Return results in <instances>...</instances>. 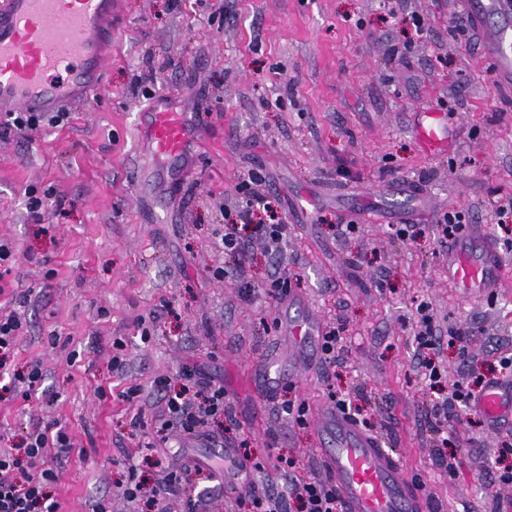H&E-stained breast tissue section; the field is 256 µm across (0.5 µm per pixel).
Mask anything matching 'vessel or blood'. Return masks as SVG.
I'll use <instances>...</instances> for the list:
<instances>
[{"label":"vessel or blood","mask_w":512,"mask_h":512,"mask_svg":"<svg viewBox=\"0 0 512 512\" xmlns=\"http://www.w3.org/2000/svg\"><path fill=\"white\" fill-rule=\"evenodd\" d=\"M471 28L483 34V52L493 64V82L512 89V0H464ZM112 0H0V114L56 112L99 89L110 57ZM420 150L448 149V124L441 113H424L414 124ZM147 140L159 158H178L191 138L182 112L150 107ZM448 280L475 299L499 283L503 258L491 241L472 235L448 242ZM296 344L319 336L316 321H286ZM474 412L490 425L512 420V378L489 383L474 399ZM313 427L325 447L320 458L344 512H424L421 494L400 460L339 409L323 407Z\"/></svg>","instance_id":"b4317fda"}]
</instances>
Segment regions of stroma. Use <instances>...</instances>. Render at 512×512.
<instances>
[{
	"label": "stroma",
	"mask_w": 512,
	"mask_h": 512,
	"mask_svg": "<svg viewBox=\"0 0 512 512\" xmlns=\"http://www.w3.org/2000/svg\"><path fill=\"white\" fill-rule=\"evenodd\" d=\"M458 0H114L112 58L102 86L68 105V123L32 137L0 136V314L23 328L0 369V449L34 427L56 425L71 456L48 448L62 512H137L122 495L130 463H143L150 428L136 413L164 408L155 381L180 387L181 369L210 371L234 408L237 438L257 467L252 481L275 492L287 478L270 459H295L299 474L324 477L311 428H299L278 397L261 396L254 369L272 361L310 412L330 392L372 400L374 433L389 439L408 475H420L435 512H490L496 451L512 423L471 427L449 419L437 443L426 406L437 400L413 343L416 307L431 303L442 332L432 357L448 382L480 374L512 353V231L497 225L512 197V94L494 87L481 33L456 29ZM156 80H148L149 70ZM182 105L194 138L164 168L141 143L154 97ZM445 113L455 144L420 152L416 113ZM286 226L282 257L251 240L245 273L212 242L235 207L248 171ZM53 189L33 220L26 191ZM461 210L506 260L491 295L465 298L448 283L440 214ZM356 225L340 237L338 225ZM413 224L411 240L391 225ZM299 276L292 313L324 326L345 322L339 365H295L281 333L283 298L259 287L276 270ZM223 279H215L216 270ZM257 291L240 295L241 281ZM27 293V302L16 299ZM462 332L467 355L451 343ZM124 346L112 370L113 342ZM40 362L45 381L30 397L8 385ZM140 387L134 402L113 388ZM260 411L259 426L248 423ZM461 462L456 478L437 454Z\"/></svg>",
	"instance_id": "stroma-1"
}]
</instances>
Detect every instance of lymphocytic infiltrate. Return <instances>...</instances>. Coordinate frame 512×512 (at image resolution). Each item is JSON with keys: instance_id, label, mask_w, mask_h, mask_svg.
I'll return each instance as SVG.
<instances>
[{"instance_id": "lymphocytic-infiltrate-1", "label": "lymphocytic infiltrate", "mask_w": 512, "mask_h": 512, "mask_svg": "<svg viewBox=\"0 0 512 512\" xmlns=\"http://www.w3.org/2000/svg\"><path fill=\"white\" fill-rule=\"evenodd\" d=\"M259 182L258 173H248L238 187L245 190L247 201L238 207L236 217L226 224L220 238L225 256L234 261L244 260L246 242L261 240L266 250L278 252L284 240V226L278 222L259 220V213H270L271 207L265 195L255 193ZM417 321L414 341L421 355L420 365L430 387H439L443 373L428 358L438 337L432 310L427 303L416 307ZM186 381L183 388L168 392L166 381H156L157 390L163 391L166 412L156 417L152 433L161 442H168L173 435L183 437L202 436L217 443H224V420L233 419L234 413L224 397L222 384L211 382L197 368L182 369ZM479 382L458 381L448 388V394L435 403L430 415L432 431H440L449 413L469 408L472 399L482 390ZM23 454L0 452V512H59L60 505L49 492L50 485L58 478L50 468L36 469L35 461L47 445H55L60 454H70L72 446L64 432H51L50 428H34L24 438ZM180 478L176 471L160 470L154 481H147L137 465H129L123 496L136 503L139 512H173L172 498L180 494ZM251 506L250 512H342L340 498L335 487L327 480L295 477L290 481L287 493L279 494L270 489L251 485L246 489Z\"/></svg>"}]
</instances>
